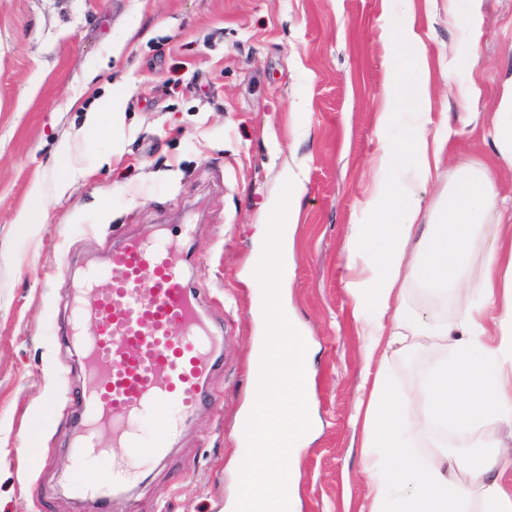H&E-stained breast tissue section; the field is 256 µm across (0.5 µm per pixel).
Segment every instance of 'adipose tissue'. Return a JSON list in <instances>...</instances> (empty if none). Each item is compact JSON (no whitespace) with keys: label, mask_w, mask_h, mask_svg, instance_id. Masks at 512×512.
Listing matches in <instances>:
<instances>
[{"label":"adipose tissue","mask_w":512,"mask_h":512,"mask_svg":"<svg viewBox=\"0 0 512 512\" xmlns=\"http://www.w3.org/2000/svg\"><path fill=\"white\" fill-rule=\"evenodd\" d=\"M425 55L419 49L385 85L377 129L392 123L404 99L414 119L401 147L379 155L344 246L345 287L363 355L378 364L369 396L358 400L355 413L367 459V512H469L475 485L479 512H512V483L504 481L512 471V448L481 433L499 421L512 423V230L492 219L497 192L488 164L463 166L435 207L424 208L426 186L448 158V115L433 111L420 78ZM486 235L489 253L470 267L469 250ZM374 239L382 249L372 259ZM412 285L430 300H456V312L434 323L410 312ZM430 330L447 342L449 355L432 365L417 395L396 396L389 358ZM424 441L435 450L428 462L417 455ZM452 445L493 448L475 484L459 478L469 462L449 454Z\"/></svg>","instance_id":"1"}]
</instances>
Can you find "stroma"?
<instances>
[{"label":"stroma","instance_id":"35a3bbf8","mask_svg":"<svg viewBox=\"0 0 512 512\" xmlns=\"http://www.w3.org/2000/svg\"><path fill=\"white\" fill-rule=\"evenodd\" d=\"M465 6L480 38L449 21L444 0H0V512H98L71 491L84 474L72 464L82 361L64 336L68 299L115 243L165 224L193 225L187 273L227 341L205 402L182 416L166 459L138 464L131 490L138 512H228L258 330L256 224L289 170L305 190L283 291L312 357L317 421L289 456L292 512H360L354 413L369 385L344 243L381 144H400L410 123L401 112L376 128L383 83L412 53L384 32L421 39L433 109L451 115L427 200L459 166L492 160L512 221V166L496 161L491 135L512 83V0ZM451 56L459 82L482 89L477 124L460 121L441 79ZM106 97L119 121L87 130ZM439 351L425 338L392 361L398 393Z\"/></svg>","mask_w":512,"mask_h":512}]
</instances>
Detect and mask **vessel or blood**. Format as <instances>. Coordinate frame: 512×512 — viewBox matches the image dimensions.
Here are the masks:
<instances>
[{"label": "vessel or blood", "mask_w": 512, "mask_h": 512, "mask_svg": "<svg viewBox=\"0 0 512 512\" xmlns=\"http://www.w3.org/2000/svg\"><path fill=\"white\" fill-rule=\"evenodd\" d=\"M132 237L107 264L86 267L70 301L69 334L83 349L85 384L74 462L78 495L107 503L128 490L133 463L164 458L180 413L204 399L217 367L223 330L206 317L186 275L185 238ZM155 433L145 439L144 419ZM112 436L102 448V432Z\"/></svg>", "instance_id": "1"}]
</instances>
